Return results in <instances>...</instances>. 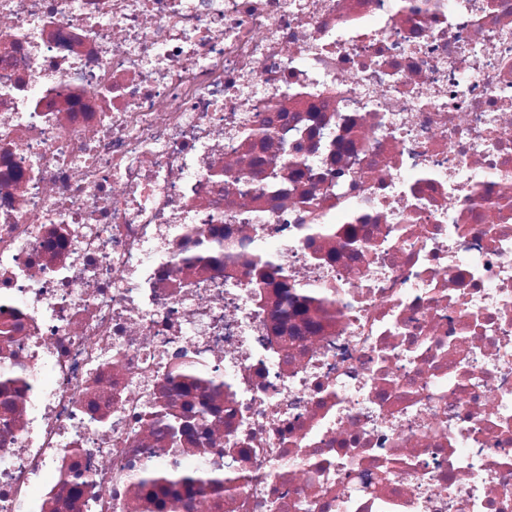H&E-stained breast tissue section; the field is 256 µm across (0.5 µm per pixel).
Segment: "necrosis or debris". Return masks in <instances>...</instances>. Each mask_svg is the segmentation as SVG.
<instances>
[{
    "label": "necrosis or debris",
    "mask_w": 512,
    "mask_h": 512,
    "mask_svg": "<svg viewBox=\"0 0 512 512\" xmlns=\"http://www.w3.org/2000/svg\"><path fill=\"white\" fill-rule=\"evenodd\" d=\"M0 512H512V0H0Z\"/></svg>",
    "instance_id": "1"
}]
</instances>
